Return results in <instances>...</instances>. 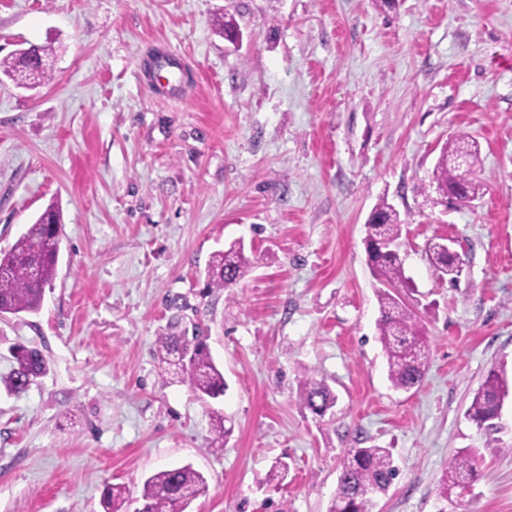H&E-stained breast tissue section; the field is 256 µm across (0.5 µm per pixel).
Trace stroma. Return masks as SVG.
Returning <instances> with one entry per match:
<instances>
[{
    "mask_svg": "<svg viewBox=\"0 0 512 512\" xmlns=\"http://www.w3.org/2000/svg\"><path fill=\"white\" fill-rule=\"evenodd\" d=\"M32 44L53 48L51 80H0V252L50 205L62 243L40 310L0 317V375L13 346L47 363L0 390V512H102L108 483L138 512L144 478L184 464L208 484L188 512H327L345 451L370 446L399 469L372 512H512V395L499 444L464 417L490 368L512 380V0H0V59ZM171 51L179 99L148 66ZM457 135L478 142L484 188L451 209L428 182ZM383 200L424 307L409 391L376 336L365 222ZM435 236L458 284L425 258ZM235 239L252 271L206 290ZM176 330L205 336L223 398L161 372ZM306 375L335 391L332 415L302 407ZM219 416L233 431L211 452ZM462 448L477 478L441 505Z\"/></svg>",
    "mask_w": 512,
    "mask_h": 512,
    "instance_id": "1",
    "label": "stroma"
}]
</instances>
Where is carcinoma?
I'll return each instance as SVG.
<instances>
[{"label": "carcinoma", "instance_id": "1", "mask_svg": "<svg viewBox=\"0 0 512 512\" xmlns=\"http://www.w3.org/2000/svg\"><path fill=\"white\" fill-rule=\"evenodd\" d=\"M0 74L26 89H34L51 79L46 65L35 64L27 52L19 51L0 60ZM479 164L477 143L467 136L449 140L440 151L434 166L430 187L443 199L454 197L474 200L480 194V181L475 172ZM367 264L383 284L377 289L380 317L377 333L387 361L388 380L393 388L408 391L420 386L428 366V348L421 332L417 307L407 301L410 279L404 261L393 245L402 235L398 212L382 201L366 224ZM61 244V216L51 205L29 225L11 250L0 256V316L36 313L41 307L45 286L56 274ZM425 256L435 271L449 276L452 282L461 274L458 257L450 252L445 239L434 237L425 246ZM253 259L245 244L231 242L216 252L206 271V288L224 290L237 285L250 271ZM160 363L187 383L202 400L224 396V373L211 356L206 339L195 335L160 336L157 340ZM15 362L12 370L0 376V385L9 393H21L37 377L47 371L46 360L37 348L19 346L11 351ZM302 405L316 416L332 413L335 392L322 380L304 376L299 383ZM509 395L503 372L491 369L465 410L467 420L497 441L496 418ZM231 428L225 419L215 420L207 449L224 448V437ZM475 453L470 448L457 451L453 462L440 481L439 495L448 501L453 491L463 488L476 475ZM398 470L392 452L378 446L351 448L341 463L336 496L327 512H370L374 497L386 494ZM208 490L205 477L190 465L159 470L142 483V509L138 512H187L190 503ZM130 489L124 484L108 486L103 495L104 512H121Z\"/></svg>", "mask_w": 512, "mask_h": 512}]
</instances>
